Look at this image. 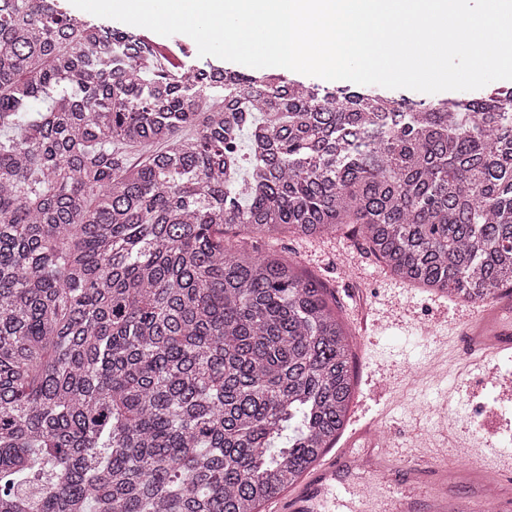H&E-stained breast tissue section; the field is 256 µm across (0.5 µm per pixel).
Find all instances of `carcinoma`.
Returning <instances> with one entry per match:
<instances>
[{
	"mask_svg": "<svg viewBox=\"0 0 512 512\" xmlns=\"http://www.w3.org/2000/svg\"><path fill=\"white\" fill-rule=\"evenodd\" d=\"M131 44L0 0V512H259L336 442L346 327L232 230L355 224L404 283L512 290V88L407 108Z\"/></svg>",
	"mask_w": 512,
	"mask_h": 512,
	"instance_id": "cac0c4a2",
	"label": "carcinoma"
}]
</instances>
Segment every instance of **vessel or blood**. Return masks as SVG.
<instances>
[{
    "label": "vessel or blood",
    "mask_w": 512,
    "mask_h": 512,
    "mask_svg": "<svg viewBox=\"0 0 512 512\" xmlns=\"http://www.w3.org/2000/svg\"><path fill=\"white\" fill-rule=\"evenodd\" d=\"M471 363L512 355V291L487 305L459 336ZM383 422L351 429L342 448L318 468L288 501V512H320L328 495L350 488L354 477L375 487L403 491L397 512H512V450L471 447L464 468L467 489L449 480L446 458L422 450L397 455L380 438Z\"/></svg>",
    "instance_id": "b4317fda"
}]
</instances>
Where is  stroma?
<instances>
[{
    "instance_id": "35a3bbf8",
    "label": "stroma",
    "mask_w": 512,
    "mask_h": 512,
    "mask_svg": "<svg viewBox=\"0 0 512 512\" xmlns=\"http://www.w3.org/2000/svg\"><path fill=\"white\" fill-rule=\"evenodd\" d=\"M238 239L249 249L277 250L325 284L331 306L351 335L356 380L351 419L386 416V435L403 449L412 433L423 429L432 447L439 446V433L446 428L471 439L477 422L493 442L512 443V386L486 380L484 370L467 365L460 354L439 343L440 337L467 325L477 306L398 283L367 254L350 224L321 239L293 233L274 239L242 233ZM364 312L379 320L375 333H362L358 316ZM439 353L448 360V375L415 379V370ZM449 387L454 394L447 416L434 414L433 406Z\"/></svg>"
}]
</instances>
